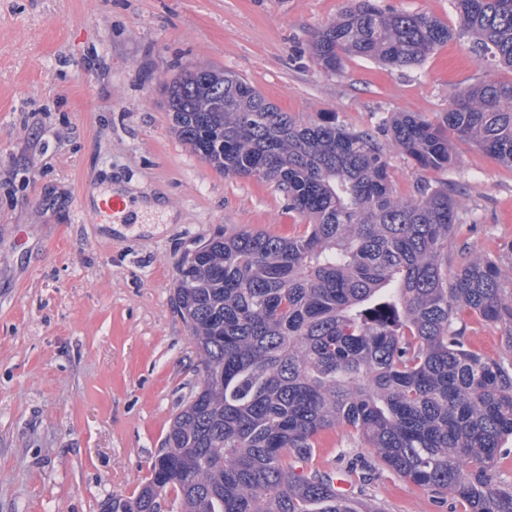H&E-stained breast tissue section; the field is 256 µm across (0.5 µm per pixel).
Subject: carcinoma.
Segmentation results:
<instances>
[{"label": "carcinoma", "instance_id": "cac0c4a2", "mask_svg": "<svg viewBox=\"0 0 512 512\" xmlns=\"http://www.w3.org/2000/svg\"><path fill=\"white\" fill-rule=\"evenodd\" d=\"M458 27L426 12L351 0L311 51L414 68L454 36L478 61L512 69V0H452ZM178 137L224 175L271 183L304 233L216 235L186 255L175 295L202 382L175 415L131 497L108 512H381L303 465L342 426L399 476L448 494L462 512H512L495 482L512 440V245L448 279L453 190L396 195L386 136L424 170L452 166L455 139L512 168V80L458 92L440 121L394 113L373 132L300 123L243 78L207 67L165 87ZM504 330L496 359L471 349L464 314Z\"/></svg>", "mask_w": 512, "mask_h": 512}]
</instances>
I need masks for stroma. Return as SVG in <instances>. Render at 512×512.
Returning a JSON list of instances; mask_svg holds the SVG:
<instances>
[{
  "label": "stroma",
  "mask_w": 512,
  "mask_h": 512,
  "mask_svg": "<svg viewBox=\"0 0 512 512\" xmlns=\"http://www.w3.org/2000/svg\"><path fill=\"white\" fill-rule=\"evenodd\" d=\"M347 0H0V512H100L137 493L202 379L177 311V265L217 231L302 234L283 192L228 177L175 133L164 84L192 66L239 75L297 121L356 130L396 112L437 122L456 93L512 70L453 38L414 69L351 55L330 73L311 52ZM398 195L454 186L448 271L512 244V168L453 142L422 170L384 142ZM163 195L174 219L135 209L101 224L89 187ZM307 470L345 476L383 512H456L389 471L343 427Z\"/></svg>",
  "instance_id": "35a3bbf8"
}]
</instances>
